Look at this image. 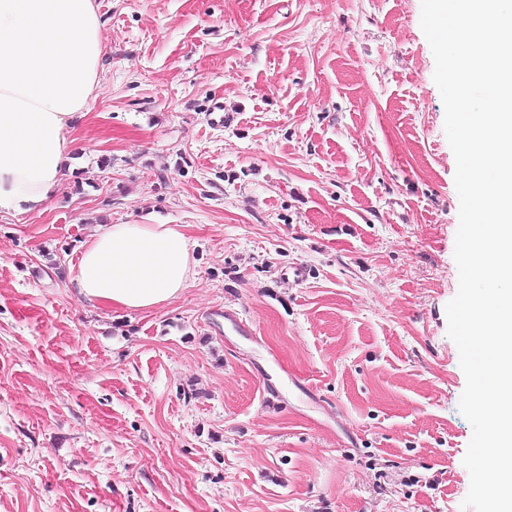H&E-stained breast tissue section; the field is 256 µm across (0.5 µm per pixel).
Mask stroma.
Wrapping results in <instances>:
<instances>
[{"label": "stroma", "mask_w": 512, "mask_h": 512, "mask_svg": "<svg viewBox=\"0 0 512 512\" xmlns=\"http://www.w3.org/2000/svg\"><path fill=\"white\" fill-rule=\"evenodd\" d=\"M96 3L71 170L0 215V512H462L460 201L421 0ZM147 217L189 236L188 287L82 301L97 225Z\"/></svg>", "instance_id": "1"}]
</instances>
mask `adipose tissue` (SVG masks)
Returning <instances> with one entry per match:
<instances>
[{
    "mask_svg": "<svg viewBox=\"0 0 512 512\" xmlns=\"http://www.w3.org/2000/svg\"><path fill=\"white\" fill-rule=\"evenodd\" d=\"M102 50L95 0H0V213H40L56 196ZM192 263L179 225L101 224L70 274L87 301L147 311L187 288Z\"/></svg>",
    "mask_w": 512,
    "mask_h": 512,
    "instance_id": "obj_1",
    "label": "adipose tissue"
}]
</instances>
